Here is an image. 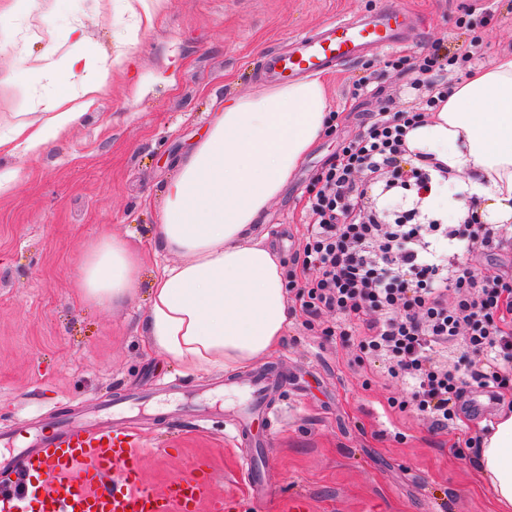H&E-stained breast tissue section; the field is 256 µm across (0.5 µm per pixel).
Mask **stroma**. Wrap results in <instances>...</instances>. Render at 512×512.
I'll return each mask as SVG.
<instances>
[{"label":"stroma","mask_w":512,"mask_h":512,"mask_svg":"<svg viewBox=\"0 0 512 512\" xmlns=\"http://www.w3.org/2000/svg\"><path fill=\"white\" fill-rule=\"evenodd\" d=\"M383 2L144 0L146 15L134 16L126 0H110L104 9L98 0H34L30 13L0 17L1 128L58 93L48 82L23 90L19 68L50 41L64 56L70 25L82 24L94 47L90 70L123 57L108 91L64 137L37 154L0 157L1 171L25 172L0 194V427L104 416L131 394L130 423L150 450L143 480L156 492L201 469L230 512H289L293 497L306 499L309 512H492V494L475 478V450L450 452L488 417L465 410L461 423L441 427L389 407L388 398L407 397V384L390 377L381 361L355 364L352 343L326 333L334 314L310 326L295 304L276 352L255 363L287 374L288 385L274 395L278 419L268 432L266 479L274 493L254 500L238 471L231 431L244 391L225 390L223 375L187 373L151 352L139 330L147 288L114 308L87 304L76 289L85 248L101 231L126 237L154 263L164 183L225 99L266 89L260 73L268 52L331 17L373 14ZM400 3L417 17L412 41L396 52L370 49L323 76L336 126L261 226L287 269L296 268L303 250L304 193L317 169L383 104L396 112L413 105L404 91L407 71L388 67L389 59L429 58L473 32L486 44L487 59L512 54V0H485L489 18L470 29L462 21L474 0ZM364 75L375 89L350 99L349 84ZM186 410L193 427L168 423ZM158 448L166 456H155Z\"/></svg>","instance_id":"stroma-1"}]
</instances>
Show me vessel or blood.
<instances>
[{
    "instance_id": "1",
    "label": "vessel or blood",
    "mask_w": 512,
    "mask_h": 512,
    "mask_svg": "<svg viewBox=\"0 0 512 512\" xmlns=\"http://www.w3.org/2000/svg\"><path fill=\"white\" fill-rule=\"evenodd\" d=\"M408 14L387 8L360 20L334 17L313 31L291 37L287 50L270 53L264 70L272 83L286 84L324 74L353 62L366 49H394L408 38ZM249 399L234 422V438L244 453L240 468L253 498L272 492L260 466L268 452L266 434L255 428L269 420L267 399L276 381L264 371L245 378ZM29 480L22 492H0V512H200L208 484L196 474L156 493L143 486V452L132 430L113 424L93 429L63 425L42 432L23 456ZM55 480L44 491L41 476Z\"/></svg>"
}]
</instances>
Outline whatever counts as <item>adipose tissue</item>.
I'll list each match as a JSON object with an SVG mask.
<instances>
[{
    "label": "adipose tissue",
    "mask_w": 512,
    "mask_h": 512,
    "mask_svg": "<svg viewBox=\"0 0 512 512\" xmlns=\"http://www.w3.org/2000/svg\"><path fill=\"white\" fill-rule=\"evenodd\" d=\"M65 38L73 50L62 66L47 68L49 44L19 73L29 87L53 73L64 92L42 101L40 111L17 113L0 130V154L46 148L108 89L110 65L85 72L91 47L83 29L70 27ZM329 122L317 77L226 100L163 186L155 237L178 263L143 280L140 253L123 237L100 234L83 254L81 298L110 308L147 286L142 335L158 356L191 373L235 371L268 354L288 328V302L281 257L258 226ZM406 143L407 160L429 165L430 195L445 200L455 221L472 213L486 224H511L512 55L457 84ZM468 195L479 210L466 207ZM477 475L493 494L494 512H512V412L501 414L482 444Z\"/></svg>",
    "instance_id": "1"
}]
</instances>
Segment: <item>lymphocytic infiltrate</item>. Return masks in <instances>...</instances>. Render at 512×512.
Wrapping results in <instances>:
<instances>
[{
  "mask_svg": "<svg viewBox=\"0 0 512 512\" xmlns=\"http://www.w3.org/2000/svg\"><path fill=\"white\" fill-rule=\"evenodd\" d=\"M485 53L471 37L452 52L422 62L400 56L392 68L411 74L405 91L413 110L373 113L359 136L343 142L316 174L305 199L308 235L293 293L309 321L336 316L334 333L357 336L356 361L382 360L392 377L412 385L410 408L436 424L457 422L469 384L512 408V275L475 273L467 262L437 255L438 240H464L497 254L512 248L498 224H444L412 208L400 214L372 208L375 193L428 188V171L404 167L405 136L448 94L449 75L466 73ZM479 354L463 373L449 367V347Z\"/></svg>",
  "mask_w": 512,
  "mask_h": 512,
  "instance_id": "lymphocytic-infiltrate-1",
  "label": "lymphocytic infiltrate"
}]
</instances>
